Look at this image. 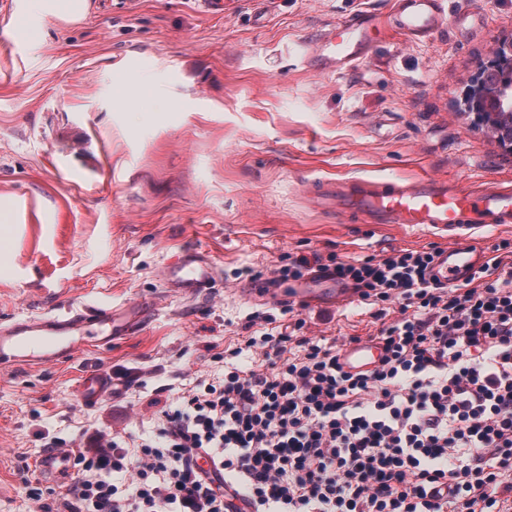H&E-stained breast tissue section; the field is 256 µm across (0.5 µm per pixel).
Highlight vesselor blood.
<instances>
[{"label":"vessel or blood","instance_id":"vessel-or-blood-1","mask_svg":"<svg viewBox=\"0 0 512 512\" xmlns=\"http://www.w3.org/2000/svg\"><path fill=\"white\" fill-rule=\"evenodd\" d=\"M454 21L447 0H393L392 23L407 38H428ZM376 27L375 15L359 12L307 43L306 51L323 69L336 73L354 71L368 59ZM312 201L322 208L355 215L366 224H404L442 234L448 244L433 274L447 285L462 282L488 259L486 252L471 244L472 231L512 224V192L461 188L435 177L325 179L319 182ZM158 275L170 292L191 298L208 294L217 268L206 250L192 246L163 265ZM237 294L247 303L274 295L278 300L305 306L342 296L343 291L336 287L304 288L292 293L241 288ZM156 312V305L143 302L118 308L109 304H70L47 315L20 317L0 325V364L54 363L88 347L108 343L115 336L135 334ZM381 354L382 348L375 342L353 344L341 352L348 367L363 371L373 369ZM126 389L124 379L90 368L83 375L79 395L85 404L94 405L105 397H122ZM38 466L50 478L63 480L68 476L59 449H43Z\"/></svg>","mask_w":512,"mask_h":512}]
</instances>
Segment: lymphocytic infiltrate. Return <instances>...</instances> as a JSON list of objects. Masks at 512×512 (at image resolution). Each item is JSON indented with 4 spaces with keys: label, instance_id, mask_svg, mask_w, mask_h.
Masks as SVG:
<instances>
[{
    "label": "lymphocytic infiltrate",
    "instance_id": "obj_1",
    "mask_svg": "<svg viewBox=\"0 0 512 512\" xmlns=\"http://www.w3.org/2000/svg\"><path fill=\"white\" fill-rule=\"evenodd\" d=\"M437 247L295 257L268 285L328 274L375 305L385 350L352 374L335 343L249 313L222 374L157 387L149 428L96 433L55 502L28 512H512V274L493 257L444 286ZM392 309H385V302Z\"/></svg>",
    "mask_w": 512,
    "mask_h": 512
}]
</instances>
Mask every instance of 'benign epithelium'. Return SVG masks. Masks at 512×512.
Instances as JSON below:
<instances>
[{
	"label": "benign epithelium",
	"instance_id": "obj_1",
	"mask_svg": "<svg viewBox=\"0 0 512 512\" xmlns=\"http://www.w3.org/2000/svg\"><path fill=\"white\" fill-rule=\"evenodd\" d=\"M475 127H491L512 151V40L502 43L497 61L482 70L462 98Z\"/></svg>",
	"mask_w": 512,
	"mask_h": 512
}]
</instances>
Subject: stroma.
I'll use <instances>...</instances> for the list:
<instances>
[{
	"label": "stroma",
	"instance_id": "1",
	"mask_svg": "<svg viewBox=\"0 0 512 512\" xmlns=\"http://www.w3.org/2000/svg\"><path fill=\"white\" fill-rule=\"evenodd\" d=\"M30 53L0 45V323L62 305L165 299L140 332L42 366L0 367V512H26L25 479L43 433L83 441L148 418L161 385L222 366L252 304L225 293L248 266L292 256L358 258L438 244L425 232L368 227L314 208L318 177L435 176L512 188V152L474 130L460 104L512 38V0H450L463 25L408 41L391 0H88L75 22L23 0ZM376 14L367 62L339 76L303 44L359 11ZM188 246L210 252L219 300L167 298L157 272ZM371 305L301 311L311 338L380 327ZM89 366L127 379L126 394L82 403Z\"/></svg>",
	"mask_w": 512,
	"mask_h": 512
}]
</instances>
